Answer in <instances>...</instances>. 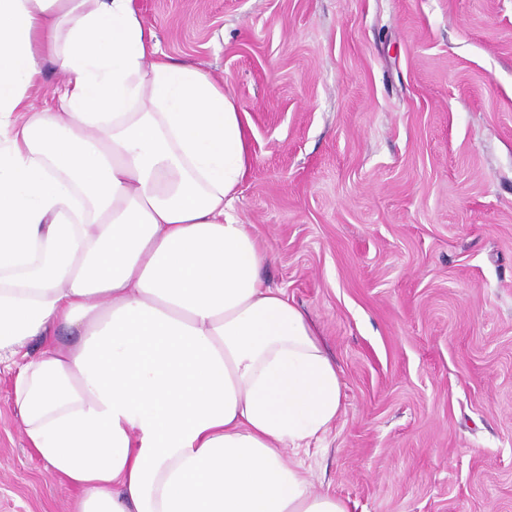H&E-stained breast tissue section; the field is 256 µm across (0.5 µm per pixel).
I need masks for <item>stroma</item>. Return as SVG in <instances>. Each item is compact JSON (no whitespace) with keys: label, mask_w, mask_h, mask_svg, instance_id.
Returning <instances> with one entry per match:
<instances>
[{"label":"stroma","mask_w":512,"mask_h":512,"mask_svg":"<svg viewBox=\"0 0 512 512\" xmlns=\"http://www.w3.org/2000/svg\"><path fill=\"white\" fill-rule=\"evenodd\" d=\"M251 127L233 204L333 358L350 512H512V0H134ZM0 365V512H71Z\"/></svg>","instance_id":"obj_1"}]
</instances>
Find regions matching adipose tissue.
I'll use <instances>...</instances> for the list:
<instances>
[{
    "label": "adipose tissue",
    "instance_id": "adipose-tissue-1",
    "mask_svg": "<svg viewBox=\"0 0 512 512\" xmlns=\"http://www.w3.org/2000/svg\"><path fill=\"white\" fill-rule=\"evenodd\" d=\"M248 167L223 79L133 0H0V363L42 338L15 405L74 512H350L285 455L342 390L232 212ZM65 80V75L59 66L51 59H45L42 65V76L39 90L32 96L31 102L39 109L44 99H49L60 84Z\"/></svg>",
    "mask_w": 512,
    "mask_h": 512
}]
</instances>
